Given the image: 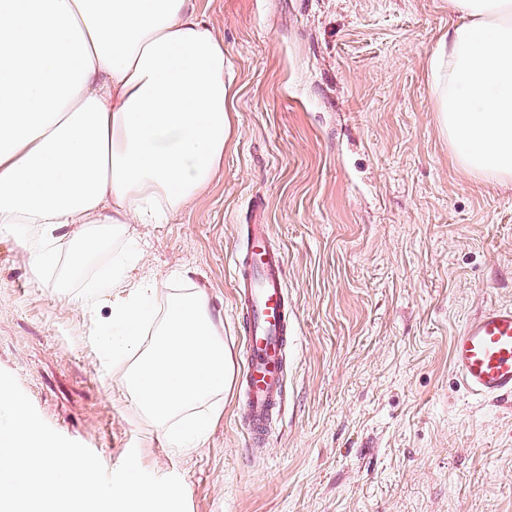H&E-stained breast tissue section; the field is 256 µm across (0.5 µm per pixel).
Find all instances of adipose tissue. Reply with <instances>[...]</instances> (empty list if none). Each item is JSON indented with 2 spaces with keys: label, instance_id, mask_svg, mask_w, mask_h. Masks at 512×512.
<instances>
[{
  "label": "adipose tissue",
  "instance_id": "ef3b65f1",
  "mask_svg": "<svg viewBox=\"0 0 512 512\" xmlns=\"http://www.w3.org/2000/svg\"><path fill=\"white\" fill-rule=\"evenodd\" d=\"M429 60L441 130L474 178L512 181V0H449ZM224 45L192 0H0V230L161 222L224 161ZM128 287L98 335L130 358L128 395L160 427L226 391L204 292L155 315ZM153 336H146V329Z\"/></svg>",
  "mask_w": 512,
  "mask_h": 512
}]
</instances>
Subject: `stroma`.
I'll return each instance as SVG.
<instances>
[{
    "label": "stroma",
    "instance_id": "obj_1",
    "mask_svg": "<svg viewBox=\"0 0 512 512\" xmlns=\"http://www.w3.org/2000/svg\"><path fill=\"white\" fill-rule=\"evenodd\" d=\"M224 43V165L162 224L0 233V370L39 415L115 470L179 476L188 512H512V398L451 366L460 327L512 304V182L457 167L428 61L448 0H194ZM247 224L286 254L298 310L284 411L250 445L233 392L204 439L172 447L97 342L112 295L80 298L137 246L133 278L202 289L241 349L233 260ZM98 247L71 265L82 239ZM51 260L34 273L27 241Z\"/></svg>",
    "mask_w": 512,
    "mask_h": 512
}]
</instances>
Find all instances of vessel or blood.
<instances>
[{
  "instance_id": "vessel-or-blood-1",
  "label": "vessel or blood",
  "mask_w": 512,
  "mask_h": 512,
  "mask_svg": "<svg viewBox=\"0 0 512 512\" xmlns=\"http://www.w3.org/2000/svg\"><path fill=\"white\" fill-rule=\"evenodd\" d=\"M246 239L245 253L234 262V300L244 332L238 394L244 430L256 444L285 408V360L297 316L288 299L285 253L272 247L268 225H248ZM452 365L471 395L512 398V304L488 306L466 322L454 339Z\"/></svg>"
}]
</instances>
